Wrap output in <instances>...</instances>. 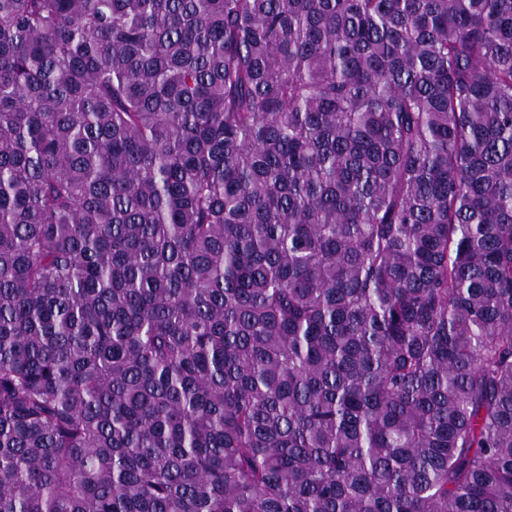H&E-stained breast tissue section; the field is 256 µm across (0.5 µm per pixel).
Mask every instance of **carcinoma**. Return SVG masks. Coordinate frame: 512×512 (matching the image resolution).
<instances>
[{
	"label": "carcinoma",
	"instance_id": "obj_1",
	"mask_svg": "<svg viewBox=\"0 0 512 512\" xmlns=\"http://www.w3.org/2000/svg\"><path fill=\"white\" fill-rule=\"evenodd\" d=\"M0 512H512V0H0Z\"/></svg>",
	"mask_w": 512,
	"mask_h": 512
}]
</instances>
